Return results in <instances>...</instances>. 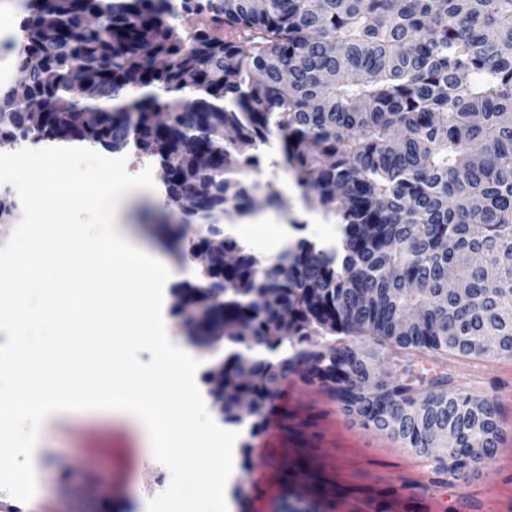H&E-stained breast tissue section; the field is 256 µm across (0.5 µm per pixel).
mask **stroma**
Listing matches in <instances>:
<instances>
[{
  "instance_id": "35a3bbf8",
  "label": "stroma",
  "mask_w": 512,
  "mask_h": 512,
  "mask_svg": "<svg viewBox=\"0 0 512 512\" xmlns=\"http://www.w3.org/2000/svg\"><path fill=\"white\" fill-rule=\"evenodd\" d=\"M261 165L253 179L272 185L284 205L272 210L276 223L290 226L296 238L318 240L321 211L297 192L291 174L275 164L274 146L260 147ZM127 170L151 169L154 186L131 191L122 205L125 223L136 240L160 254L174 271V282L195 281L198 263H180L173 236L166 227L162 172L151 158L134 149L122 150ZM455 385L483 399H492L502 438L493 459L459 475L443 468L442 449L419 454L405 448L388 432L365 426L346 415L327 387L294 375L280 388L270 407L276 415L257 435L242 433L238 446L262 449V475L238 469L233 487L245 498L248 512H284L291 504L299 512H425L432 491L444 498L439 512H494L493 488H512V357L487 354L462 357L437 354ZM435 361V362H436ZM46 462L35 468L42 501L58 504V512H137L152 491L143 479L145 468L156 467L139 429L113 417L110 411H78L67 420L50 421L44 429ZM115 436L127 451L102 455L89 464L91 448Z\"/></svg>"
}]
</instances>
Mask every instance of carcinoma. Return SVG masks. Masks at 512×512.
I'll use <instances>...</instances> for the list:
<instances>
[{
	"instance_id": "cac0c4a2",
	"label": "carcinoma",
	"mask_w": 512,
	"mask_h": 512,
	"mask_svg": "<svg viewBox=\"0 0 512 512\" xmlns=\"http://www.w3.org/2000/svg\"><path fill=\"white\" fill-rule=\"evenodd\" d=\"M182 13L227 32L185 36L169 22ZM21 32L41 107L1 83L0 141L133 146L197 225L181 257L219 239L235 256L173 289L211 311L200 334L235 346L224 422L249 417L256 435L303 367L417 453L451 433L446 469L494 457L493 404L400 351L512 357V0H27ZM273 138L301 197L336 219V247L301 238L261 262L221 227L260 198L282 207L249 176ZM368 340L398 350L400 375L378 373Z\"/></svg>"
}]
</instances>
